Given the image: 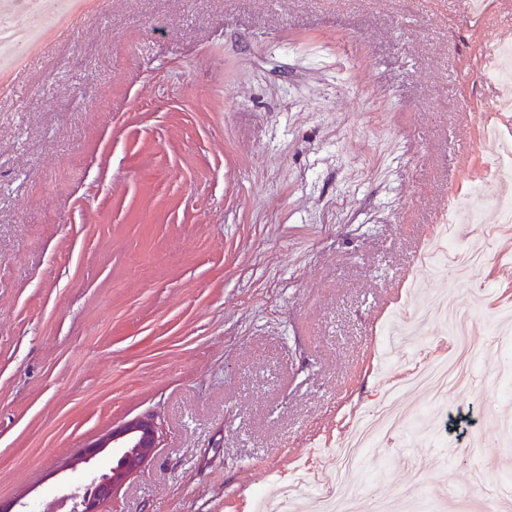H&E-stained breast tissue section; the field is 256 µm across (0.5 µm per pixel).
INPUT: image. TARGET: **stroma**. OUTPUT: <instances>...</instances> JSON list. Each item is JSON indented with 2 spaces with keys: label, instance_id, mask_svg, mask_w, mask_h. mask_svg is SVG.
<instances>
[{
  "label": "stroma",
  "instance_id": "1",
  "mask_svg": "<svg viewBox=\"0 0 512 512\" xmlns=\"http://www.w3.org/2000/svg\"><path fill=\"white\" fill-rule=\"evenodd\" d=\"M75 0L0 58V499L53 512L154 416L159 448L106 512H254L309 472L334 487L350 406L401 429L362 462L367 497L463 512L512 488V181L493 183L490 75L512 0ZM80 63L48 71L59 52ZM447 224L485 266L413 285ZM480 307L466 393L400 388L455 339L368 354L418 296Z\"/></svg>",
  "mask_w": 512,
  "mask_h": 512
}]
</instances>
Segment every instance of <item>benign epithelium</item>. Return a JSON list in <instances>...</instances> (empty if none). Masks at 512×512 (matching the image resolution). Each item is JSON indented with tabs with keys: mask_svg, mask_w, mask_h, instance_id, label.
I'll use <instances>...</instances> for the list:
<instances>
[{
	"mask_svg": "<svg viewBox=\"0 0 512 512\" xmlns=\"http://www.w3.org/2000/svg\"><path fill=\"white\" fill-rule=\"evenodd\" d=\"M110 448L122 449L118 464L105 477L95 475L91 478L94 493L78 487L67 490L62 501L72 503L69 512H102V507L113 498L128 477L154 457L158 448V427L154 419L150 416L139 417L113 429L91 443L71 465L87 464Z\"/></svg>",
	"mask_w": 512,
	"mask_h": 512,
	"instance_id": "obj_1",
	"label": "benign epithelium"
}]
</instances>
